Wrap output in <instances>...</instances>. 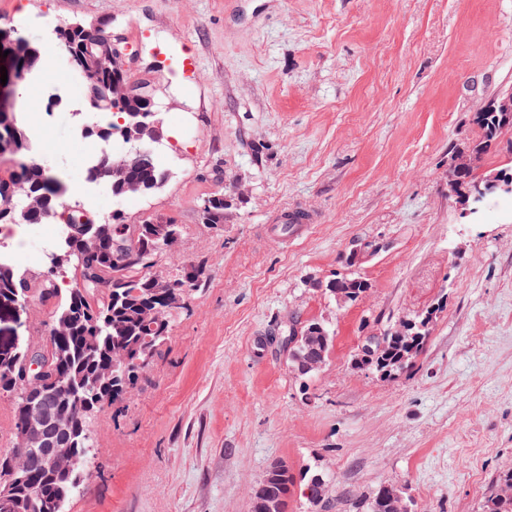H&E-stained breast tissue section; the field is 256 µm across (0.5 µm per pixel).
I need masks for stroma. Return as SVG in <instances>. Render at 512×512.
<instances>
[{
  "instance_id": "1",
  "label": "stroma",
  "mask_w": 512,
  "mask_h": 512,
  "mask_svg": "<svg viewBox=\"0 0 512 512\" xmlns=\"http://www.w3.org/2000/svg\"><path fill=\"white\" fill-rule=\"evenodd\" d=\"M12 19L41 50L78 19L111 21L137 51L169 177L149 196L120 201L95 182L76 198L129 224L174 220L156 271L206 269L137 385L93 416L97 453L65 512H249L276 463L329 476L320 512H365L383 483L412 512H482L512 469V197L466 223L448 160L476 137L478 106L512 88V0H0V22ZM47 60L52 81L29 76L18 107L39 158L74 183L88 107L67 57ZM218 193L233 206L203 223ZM294 206L316 223L283 228ZM52 228L13 229L32 278ZM379 240L390 247L359 267L371 284L359 303L304 287ZM437 302L408 369L352 368L365 336ZM313 319L332 324L333 348L299 377L280 339Z\"/></svg>"
}]
</instances>
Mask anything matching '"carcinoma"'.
<instances>
[{
  "mask_svg": "<svg viewBox=\"0 0 512 512\" xmlns=\"http://www.w3.org/2000/svg\"><path fill=\"white\" fill-rule=\"evenodd\" d=\"M92 27L80 22L64 21L57 26L58 41L66 55L79 53L84 39ZM86 104L95 112L112 114V124L98 126L99 132L86 134L97 145L117 135L124 152L119 155L102 156L89 170L94 176L102 162H130V176L139 181L144 192L150 195L159 190L168 173L157 160L155 153L140 154L137 146L120 134L118 119L127 118V113L144 109V105L131 99H115L112 95L101 97L97 86L112 80V75L98 77L78 76ZM472 124L478 136L456 149L454 159L455 181L464 189L478 180L474 175L477 163L495 148L500 139L512 132V120L502 112L495 111V100H490L482 112H475ZM17 142L20 151L19 164L0 167V191L18 182L33 194L42 197L48 217L52 218L63 207L65 189L62 180L43 162L34 157L29 145V134L17 113L0 119V144ZM91 224L101 229L105 241L119 238L134 227L140 236L151 243L149 231L154 226L170 225L181 233L180 226L171 219L148 218L134 226L126 224L120 214L100 218L84 209L68 211L67 224L63 225L62 239L57 243L55 254L60 261L48 268L45 279L34 282L18 266H12L14 275L9 282L0 279V298L16 293L31 302L39 301L53 307L51 319L65 317L72 329L70 336H56L51 331L37 340L21 341L20 351L34 347L51 357L50 364L59 368L63 379L57 386L44 388L36 400L71 413V402L77 398L83 404L82 412L75 415L73 439L76 446L54 469L48 471L33 462L24 477L15 485L9 499L0 500V512H56L61 496L71 498L81 488L78 466L94 458L97 450L92 445L89 422L91 416L108 405L122 402L142 374L152 363L158 348L166 341L171 330L172 313L186 307L193 288L203 278L205 270L197 264L184 266L181 273L169 278L155 271L158 255L167 250L162 246L154 251L148 262H139L130 256L114 254L112 258L99 262L101 270L94 271L70 236L69 225ZM79 271V278L70 288L59 287L58 281L65 278L69 266ZM314 291L333 298L335 288H348L352 298L347 305L360 301L370 289V283L356 272H338L327 281H315L310 285ZM427 312H422L412 321L415 327L401 334L392 332L386 325L372 338L383 342L374 361L352 360L358 369L374 371L389 370L387 376L409 367L425 349L430 329L420 328ZM322 329V342L318 352L321 362H326L335 337L331 325L324 320H311L302 328L305 336L311 335V327ZM23 361L10 363L0 360V392L14 395L13 421L19 427L24 405L30 397L22 376ZM304 495L326 502L330 480L318 472L303 473ZM294 483V475L286 465L270 468L262 484L275 493L281 508H286L288 495ZM391 484L383 483L373 493L367 512H399L407 505L404 499L389 497ZM484 512H512V494L504 495L497 490L486 497Z\"/></svg>",
  "mask_w": 512,
  "mask_h": 512,
  "instance_id": "carcinoma-1",
  "label": "carcinoma"
}]
</instances>
